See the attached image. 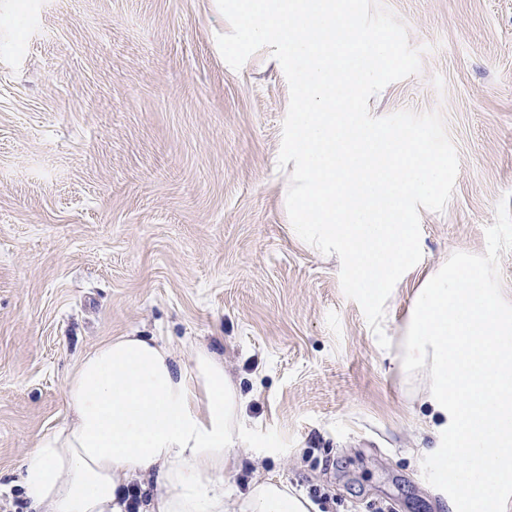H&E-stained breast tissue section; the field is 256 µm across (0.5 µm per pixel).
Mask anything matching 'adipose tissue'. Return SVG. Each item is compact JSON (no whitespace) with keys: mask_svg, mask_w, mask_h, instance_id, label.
<instances>
[{"mask_svg":"<svg viewBox=\"0 0 512 512\" xmlns=\"http://www.w3.org/2000/svg\"><path fill=\"white\" fill-rule=\"evenodd\" d=\"M66 402L67 426L20 467L32 512H127L121 488L134 479L160 488L143 512H308L271 480L242 497L225 492L247 424L223 357L207 347L185 361L153 337L104 342L78 361Z\"/></svg>","mask_w":512,"mask_h":512,"instance_id":"ef3b65f1","label":"adipose tissue"}]
</instances>
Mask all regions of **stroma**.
<instances>
[{
  "mask_svg": "<svg viewBox=\"0 0 512 512\" xmlns=\"http://www.w3.org/2000/svg\"><path fill=\"white\" fill-rule=\"evenodd\" d=\"M423 48L372 116L439 110L459 157L422 258L385 303L401 333L424 278L484 253L512 194V0H384ZM216 0H0V512L22 461L68 418L79 359L118 336L224 358L250 447L224 471L310 512H456L423 477L440 438L340 285L290 230L278 167L290 92L271 48L232 69Z\"/></svg>",
  "mask_w": 512,
  "mask_h": 512,
  "instance_id": "1",
  "label": "stroma"
}]
</instances>
